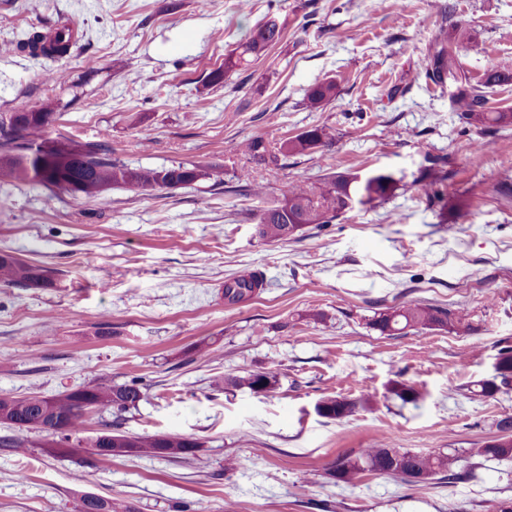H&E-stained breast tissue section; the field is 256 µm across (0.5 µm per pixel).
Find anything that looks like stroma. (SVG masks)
<instances>
[{
	"label": "stroma",
	"mask_w": 512,
	"mask_h": 512,
	"mask_svg": "<svg viewBox=\"0 0 512 512\" xmlns=\"http://www.w3.org/2000/svg\"><path fill=\"white\" fill-rule=\"evenodd\" d=\"M276 13L283 37L260 58L222 68L245 33ZM77 23L70 52L49 60L11 50L24 33ZM461 25L471 81L512 59V0H0V113L51 109L50 134L108 143L133 166L182 162L222 185L137 192L104 202L0 183V251L46 267L47 288H0V396H44L87 383L145 381L120 428L193 435L195 456L49 454L0 448V512H76L89 492L133 512H496L512 502V459L469 458L466 479L408 483L330 476L337 457L380 440L429 454L481 446L512 418V393L463 395L489 378L512 341V125L463 123L451 90L425 77L441 29ZM336 82L308 108L306 91ZM312 126L325 144L258 166ZM447 161V209L413 179ZM384 169L401 177L388 201L354 209L280 242L256 233L259 200L237 193L242 171L284 199L292 183ZM263 276L252 300L225 304L227 278ZM405 303L463 310L445 329L383 336L374 312ZM109 335H99V328ZM267 370L273 395L224 387ZM421 393L402 404L397 377ZM364 401L340 421L326 396ZM336 95V85L331 81H318L307 90V106L312 110L319 109L325 102ZM325 133L317 126L307 129L280 146L277 152L268 149L266 142L261 138L250 139L240 144V150L252 158L265 164L278 165L280 156L299 155L312 151L316 140H321V146L325 144Z\"/></svg>",
	"instance_id": "stroma-1"
}]
</instances>
